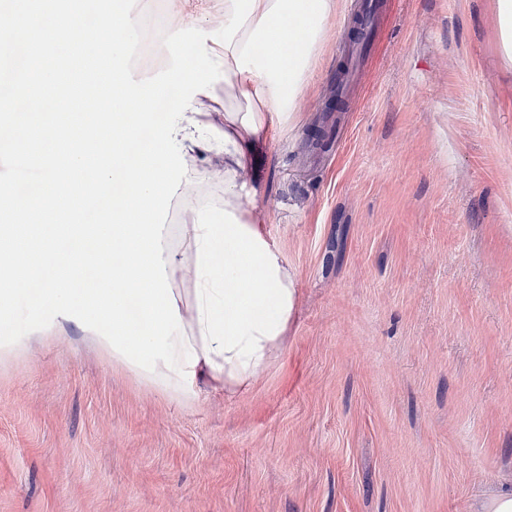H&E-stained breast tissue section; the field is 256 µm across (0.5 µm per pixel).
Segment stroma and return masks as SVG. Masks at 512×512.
<instances>
[{"instance_id": "1", "label": "stroma", "mask_w": 512, "mask_h": 512, "mask_svg": "<svg viewBox=\"0 0 512 512\" xmlns=\"http://www.w3.org/2000/svg\"><path fill=\"white\" fill-rule=\"evenodd\" d=\"M333 0L243 178L298 304L235 394L144 383L79 328L0 364V512H468L512 486V61L497 0H386L349 98ZM217 0L183 28L224 38ZM331 134L313 146L308 134Z\"/></svg>"}]
</instances>
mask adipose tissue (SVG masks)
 <instances>
[{
	"instance_id": "adipose-tissue-1",
	"label": "adipose tissue",
	"mask_w": 512,
	"mask_h": 512,
	"mask_svg": "<svg viewBox=\"0 0 512 512\" xmlns=\"http://www.w3.org/2000/svg\"><path fill=\"white\" fill-rule=\"evenodd\" d=\"M224 43L214 50L227 77L224 109L197 94L177 126L188 173L173 198L188 218L177 242L162 239L166 273L196 376L234 392L250 386L276 359L297 298L282 253L247 203L242 177L273 127L287 125L319 54L331 0H219ZM230 138L222 153L191 142V120ZM224 161L213 179L214 155ZM216 180L215 192L202 185Z\"/></svg>"
}]
</instances>
